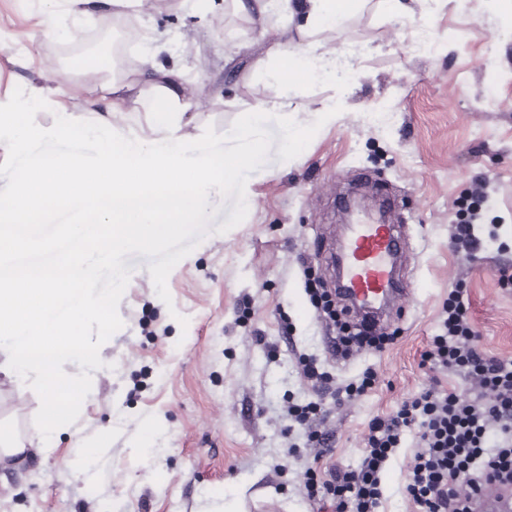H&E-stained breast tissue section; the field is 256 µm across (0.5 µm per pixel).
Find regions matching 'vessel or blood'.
I'll use <instances>...</instances> for the list:
<instances>
[{"label":"vessel or blood","instance_id":"vessel-or-blood-1","mask_svg":"<svg viewBox=\"0 0 512 512\" xmlns=\"http://www.w3.org/2000/svg\"><path fill=\"white\" fill-rule=\"evenodd\" d=\"M338 235L336 267L348 314L376 330L402 317L407 291L396 282V262L408 243L401 225L360 221ZM474 512H512V488L486 486Z\"/></svg>","mask_w":512,"mask_h":512}]
</instances>
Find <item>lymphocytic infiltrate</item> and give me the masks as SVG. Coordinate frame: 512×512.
Returning <instances> with one entry per match:
<instances>
[{"label": "lymphocytic infiltrate", "mask_w": 512, "mask_h": 512, "mask_svg": "<svg viewBox=\"0 0 512 512\" xmlns=\"http://www.w3.org/2000/svg\"><path fill=\"white\" fill-rule=\"evenodd\" d=\"M444 312L423 363L465 373L477 395L434 385L404 400L391 418L371 419L360 467L332 470L324 481L306 471L309 499L329 500L335 512H378L380 474L411 427L418 430V449L405 491L420 512H472V497L487 484L512 487V359L481 350L461 289L449 292Z\"/></svg>", "instance_id": "obj_1"}]
</instances>
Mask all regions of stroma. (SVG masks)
Wrapping results in <instances>:
<instances>
[{"label": "stroma", "instance_id": "obj_1", "mask_svg": "<svg viewBox=\"0 0 512 512\" xmlns=\"http://www.w3.org/2000/svg\"><path fill=\"white\" fill-rule=\"evenodd\" d=\"M404 2L406 21L368 0L343 29L320 34L354 61L332 124L317 111L335 87L298 80L286 96L260 76L270 47L289 48L287 19L260 25L236 0H166L146 16H113V30L141 28L187 84L204 86L184 114L191 136L235 150L230 133L257 98L285 118L263 131V166L237 176L251 185L253 208L228 185L199 223L156 247L115 251L112 270L126 279L110 303H96L107 293L100 278L87 285L96 307L79 332L100 338L104 367L85 376L59 434L43 436L41 388L0 372V419L30 449L0 460V512H332L307 497L306 468L356 469L369 421L393 416L433 380L473 394L464 373L437 378L422 365L449 288L462 285L481 349L512 358V284L501 279L512 273V16L494 0ZM52 11L71 25L55 0H0L1 108L44 86L46 54L71 62L66 42L40 32ZM382 103L385 120L370 121ZM285 120L308 130L292 154ZM365 178L363 194L390 196L407 218L412 294L392 344L334 356L337 329L312 306L305 281L315 274L330 286L326 229L348 223L339 194ZM478 193L488 201L477 221L499 225V237L467 258L449 235ZM303 355L326 362L340 384L368 368L377 376L360 399L328 403L324 454L285 415L289 401L314 396L299 374ZM414 444L406 433L387 464L379 512H419L403 491Z\"/></svg>", "mask_w": 512, "mask_h": 512}]
</instances>
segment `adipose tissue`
I'll use <instances>...</instances> for the list:
<instances>
[{
    "instance_id": "adipose-tissue-1",
    "label": "adipose tissue",
    "mask_w": 512,
    "mask_h": 512,
    "mask_svg": "<svg viewBox=\"0 0 512 512\" xmlns=\"http://www.w3.org/2000/svg\"><path fill=\"white\" fill-rule=\"evenodd\" d=\"M359 2L296 0L289 5L290 16L309 40L281 64L264 67L265 80L284 90L295 73L335 82L336 52L313 41L312 35L344 25ZM65 4L84 27L97 23L100 8L146 14L159 10L161 0ZM41 70L51 79L74 74L71 90L106 103L104 115L84 121L71 110H61L45 128L24 120L42 104L41 95L34 92L0 115V124L11 131L10 150L32 157L23 183L0 190V352L7 356L6 372L43 387L40 416L45 435L51 436L66 423L69 397L78 391L82 374L101 364L99 342L76 332L87 305L64 315L58 312L96 273L86 261L87 251L104 240L115 247L152 248L183 226L197 223L212 195L235 181L242 168L262 166V132L275 112L265 100H255L232 132L237 150L227 152L183 133L182 115L203 90L187 87L180 67L159 62L152 49L145 48L140 67L131 70L121 69L107 51L94 62L67 67L47 55ZM135 112L146 114L145 127L131 126ZM53 140L72 143L73 148L62 156H32L34 146ZM87 145L99 146L96 158L85 155ZM66 209L79 212L81 228L71 237L84 244V251L44 265L15 263V254L31 250L35 223ZM64 360L76 362L78 373L60 372Z\"/></svg>"
}]
</instances>
